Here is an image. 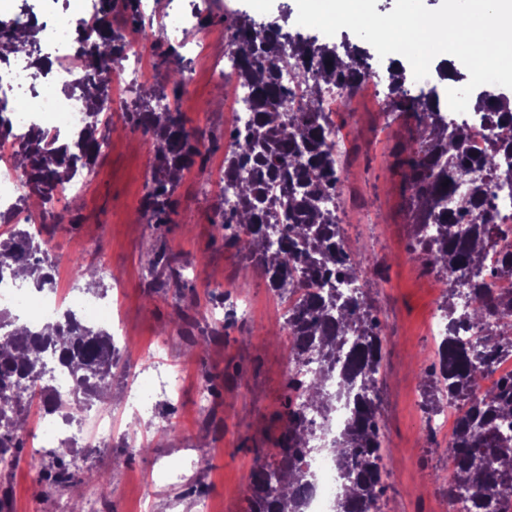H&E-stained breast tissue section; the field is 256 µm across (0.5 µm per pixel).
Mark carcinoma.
Here are the masks:
<instances>
[{"mask_svg":"<svg viewBox=\"0 0 512 512\" xmlns=\"http://www.w3.org/2000/svg\"><path fill=\"white\" fill-rule=\"evenodd\" d=\"M122 7L135 11L132 0H100L99 24L91 36L79 35L86 79L80 84L85 124L75 142L55 144L46 133L31 127L15 152V164L31 192L19 198L21 208L35 210L42 220L53 215L49 206L62 195L79 170H91L112 129L100 116L108 109L110 88L92 76L117 68L126 58L124 35L112 29L109 16ZM232 34L236 74L251 87V120L244 134L224 154V178L234 189L229 207L219 202L214 223L224 230L244 229L229 239L239 243L248 263L263 270L271 289L293 294L305 287L297 306L286 312L288 408L278 440V459L266 451L257 456L245 499L247 512H302L300 491L312 480L306 458L314 436L311 411L330 408L344 398L350 419L330 454L340 471L343 491L336 512H378L383 496L382 448L384 435L378 418L377 375L383 360V337L373 316L368 292L345 295L323 288L336 276L349 282L367 277L361 254L345 244L336 210L325 206L340 181L338 154L330 141V113L319 111L325 84L353 79L357 56L342 57L327 45L305 41L292 44L305 67L292 68V80L306 86V101L288 110L282 99L281 74L288 56L276 38L256 29L240 13L224 14ZM22 26L0 19V48L14 44ZM170 90L180 96L185 71L173 64ZM392 105L413 113L416 134L410 139L403 177L409 193L410 221L415 249L434 257L445 288L440 310L448 319V335L438 343L436 361L423 373L422 409L430 414L443 401L458 412L448 438V495L467 496L476 512H509L512 500V378L494 389L482 381L503 355L512 354V295H495L487 281L485 256L501 231L487 208L492 181L512 179V142L494 145L476 156L461 127L448 128L440 116L441 98L434 88L413 96L404 89V73L396 70ZM129 121L154 141L151 179L139 217L146 224H172L177 214L176 189L183 173L204 163L203 143L188 129L180 111H156L151 99L138 91L131 102ZM482 110L495 118L512 119V99L489 97ZM8 101L0 97V137L11 132ZM469 178L470 191L457 208L448 207L457 182ZM55 216V215H53ZM59 222L64 216L57 215ZM26 270L36 274L34 287L53 286L52 263L46 243L33 224H14L0 238V276L18 279ZM468 286V300L456 302L459 287ZM51 331H33L13 325L0 312V465L18 457L26 431V399L39 390L45 414L61 404L41 380L44 358L52 355L81 383L73 394L70 414L96 400L112 387V369L119 355L112 334L82 323L68 310L50 324ZM475 327L481 336L460 335ZM319 369L309 372L312 361ZM52 484L66 487L71 469L81 470V458L69 446L52 451Z\"/></svg>","mask_w":512,"mask_h":512,"instance_id":"obj_1","label":"carcinoma"}]
</instances>
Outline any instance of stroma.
<instances>
[{
  "instance_id": "stroma-1",
  "label": "stroma",
  "mask_w": 512,
  "mask_h": 512,
  "mask_svg": "<svg viewBox=\"0 0 512 512\" xmlns=\"http://www.w3.org/2000/svg\"><path fill=\"white\" fill-rule=\"evenodd\" d=\"M139 9L156 43L154 87L167 85L174 55L193 68L194 77L181 93L182 114L187 127L205 139V164L185 172L173 223L157 228L141 223L153 146L129 123L126 105L133 94L123 92L112 114V133L90 172L91 187L77 200V223L41 228L53 260L101 270L105 285L119 291L121 311L111 332L120 362L99 402L111 410L115 430L91 449L97 469L113 477L99 512H198L202 498L213 512H246L254 459L275 447L286 411L285 318L265 277L213 222L220 192L213 172L231 142L234 91L198 52L207 42L223 55V17L229 9L304 31L321 43L358 46L362 40L347 29L329 37L299 28L296 0H140ZM191 11L206 22L189 40L176 35L174 24ZM330 118L343 140L337 188L341 234L363 258L386 338L379 415L388 477L379 507L381 512H445L448 436H427L421 409V374L434 363L438 347L429 321L444 289L417 261L397 165L415 133V118L387 110L370 93L338 103ZM159 252L167 260L157 266L153 259ZM187 304L207 334L205 341L194 342L177 318L178 307ZM150 360L181 367L183 381L173 396L156 400L154 417L138 419L131 434L123 411L128 372ZM202 388L208 392L203 406L198 403ZM42 427L43 406L36 398L17 460L0 468L1 512H57L59 503L72 502L74 490L89 485L84 474L65 489L51 485L52 460L39 440Z\"/></svg>"
}]
</instances>
